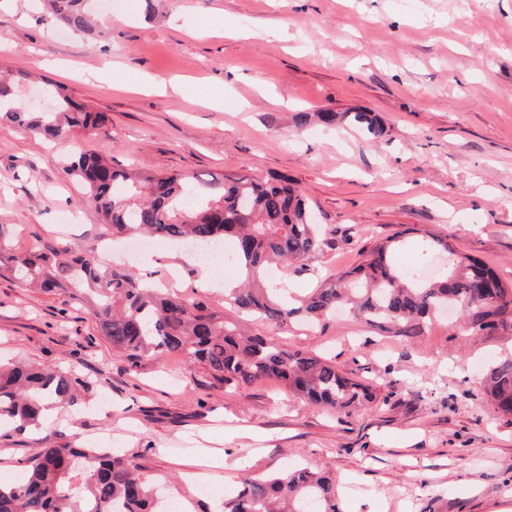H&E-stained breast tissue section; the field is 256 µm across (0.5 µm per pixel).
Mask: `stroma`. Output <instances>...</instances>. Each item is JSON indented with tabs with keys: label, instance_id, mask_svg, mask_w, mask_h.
Here are the masks:
<instances>
[{
	"label": "stroma",
	"instance_id": "obj_1",
	"mask_svg": "<svg viewBox=\"0 0 512 512\" xmlns=\"http://www.w3.org/2000/svg\"><path fill=\"white\" fill-rule=\"evenodd\" d=\"M18 94L57 83L112 117V164L144 172L241 174L297 187L332 246L303 271L278 267L298 297L357 266L362 249L400 236L446 237L429 267L454 255L512 287V0H125L96 7L91 31L61 40L39 0H0V75ZM179 77L188 93L150 89ZM373 112L375 137L345 123L298 126L300 112ZM90 136L54 145L0 122V225L11 251L68 245L103 251L101 214L60 166ZM76 214L73 224L62 223ZM161 289L190 296L248 333L315 353L380 384L381 401L337 415L268 380L235 392L178 356L132 361L66 292L0 277V361L75 370L85 404L38 434L0 437V473L22 472L47 444L84 440L171 482L193 512H219L243 476L285 464L336 477L344 512H493L512 504V423L484 395L489 368L512 356V330L461 336L453 319L396 336L348 313L276 325L224 300V283L182 265L135 261ZM218 287H209L211 279ZM224 467L193 479L204 454ZM222 488L203 497L201 483Z\"/></svg>",
	"mask_w": 512,
	"mask_h": 512
}]
</instances>
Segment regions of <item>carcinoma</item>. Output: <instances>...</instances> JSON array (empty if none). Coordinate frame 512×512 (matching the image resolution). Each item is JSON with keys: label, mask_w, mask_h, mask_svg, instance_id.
<instances>
[{"label": "carcinoma", "mask_w": 512, "mask_h": 512, "mask_svg": "<svg viewBox=\"0 0 512 512\" xmlns=\"http://www.w3.org/2000/svg\"><path fill=\"white\" fill-rule=\"evenodd\" d=\"M50 6L60 26L71 32L88 29L89 0H50ZM52 95V111L33 112L18 97L13 80L1 76L0 120L48 141H67L78 132L99 140L96 149L75 150L63 171L84 185L85 201L102 214L113 235L144 233L172 245L231 242L245 286L224 292L237 308L281 325L297 316L317 323L347 307L358 320L392 325L400 336H419L424 320L449 306L459 308L465 333L512 329V291L492 269L465 256L443 280L423 282L394 266V237L376 243L356 268L329 286L295 302L284 298L281 289L266 285L269 264L276 260L301 270L312 253L332 244L316 234L299 189L248 176L212 175L203 181L182 172L134 175L115 168L109 157V114L77 103L63 85L55 86ZM316 117L327 126L348 121L375 137L384 130L370 112H318ZM4 237L0 225V276H10L20 288L66 286L87 293L102 336L130 360L181 355L205 366L220 385L275 379L298 397L346 415L376 400L377 388L328 360L245 336L201 301L160 293L125 270L102 269L92 252L45 248L13 254ZM85 389L87 383L64 368L0 367V433L41 428L43 402L72 406ZM486 389L497 409L512 415V357L489 370ZM169 497L166 483L122 456L55 444L31 458L23 476L0 483V512H165ZM222 512L343 510L334 476L296 465L265 480L244 479L237 495L224 500Z\"/></svg>", "instance_id": "obj_1"}]
</instances>
